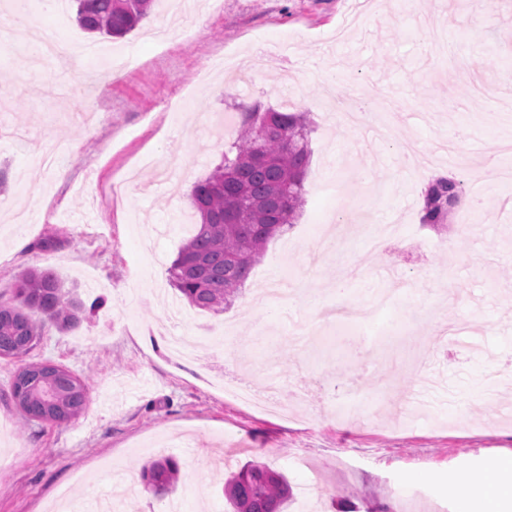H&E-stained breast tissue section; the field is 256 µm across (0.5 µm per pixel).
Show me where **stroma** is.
Wrapping results in <instances>:
<instances>
[{
	"label": "stroma",
	"instance_id": "stroma-1",
	"mask_svg": "<svg viewBox=\"0 0 512 512\" xmlns=\"http://www.w3.org/2000/svg\"><path fill=\"white\" fill-rule=\"evenodd\" d=\"M18 14L49 36L122 52L130 67L90 98L81 77L96 61L38 62L0 46V302L36 267L85 308L75 328H46L27 355L0 357V512H46L64 488L75 512H95L115 469L134 488L128 512H164L171 499L182 512H225L224 477L250 462L287 477L284 512H456L448 480L481 482L486 456L512 459V186L483 177L501 159L498 139L512 138V0H155L121 39L90 36L71 6L0 0V24ZM339 81L385 109L389 138L380 122L355 128L323 110ZM257 102L310 121L305 203L215 314L179 298L168 269L189 237L190 188L224 156L214 118L236 125L238 107ZM439 138L468 159L444 168L479 201L466 237L455 216L445 229L422 224L423 186L442 168L409 172L401 153ZM58 145L70 161L46 169L42 156ZM347 205L397 225L414 247L369 252L350 232L311 258L302 228L344 224ZM53 233L59 244L41 248ZM272 279L297 294L289 312L249 301ZM382 295L388 308L360 326L317 319ZM174 312L201 360L172 359L161 336ZM297 322L322 337L320 349L289 345ZM450 322L483 347H451L440 334ZM30 363L85 382L78 419L23 416L11 385ZM268 375L282 382L283 414L225 399V387ZM302 386L320 406L311 419ZM362 396L380 407L358 410ZM337 404L350 415L336 416ZM163 456L180 466L168 500L140 478Z\"/></svg>",
	"mask_w": 512,
	"mask_h": 512
}]
</instances>
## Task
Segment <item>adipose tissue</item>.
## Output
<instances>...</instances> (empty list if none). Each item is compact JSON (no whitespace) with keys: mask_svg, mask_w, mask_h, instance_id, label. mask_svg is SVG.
<instances>
[{"mask_svg":"<svg viewBox=\"0 0 512 512\" xmlns=\"http://www.w3.org/2000/svg\"><path fill=\"white\" fill-rule=\"evenodd\" d=\"M505 466L503 458L490 456L484 460L482 468L491 474V481L478 483L466 475L450 481L444 492L456 502L457 512H512V480L497 479Z\"/></svg>","mask_w":512,"mask_h":512,"instance_id":"ef3b65f1","label":"adipose tissue"}]
</instances>
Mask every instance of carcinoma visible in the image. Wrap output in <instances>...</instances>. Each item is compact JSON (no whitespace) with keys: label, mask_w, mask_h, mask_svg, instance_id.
I'll use <instances>...</instances> for the list:
<instances>
[{"label":"carcinoma","mask_w":512,"mask_h":512,"mask_svg":"<svg viewBox=\"0 0 512 512\" xmlns=\"http://www.w3.org/2000/svg\"><path fill=\"white\" fill-rule=\"evenodd\" d=\"M153 0H76V20L88 33L120 38L147 17ZM237 137L224 150L223 163L194 183L190 203L198 230L169 268L172 285L193 307L222 312L247 282L256 258L275 236L294 224L305 201L311 155L309 124L298 112L254 104L238 116ZM463 195L448 177L431 180L424 190L421 222L447 226ZM18 304H0V356L26 354L42 327L75 326L83 305L68 296L50 270L27 269L14 284ZM12 395L28 419L67 424L87 404V386L65 370L32 364L14 378ZM145 486L159 497L179 481L177 461L161 457L142 468ZM232 512H281L290 487L282 474L251 463L224 482Z\"/></svg>","instance_id":"obj_1"}]
</instances>
